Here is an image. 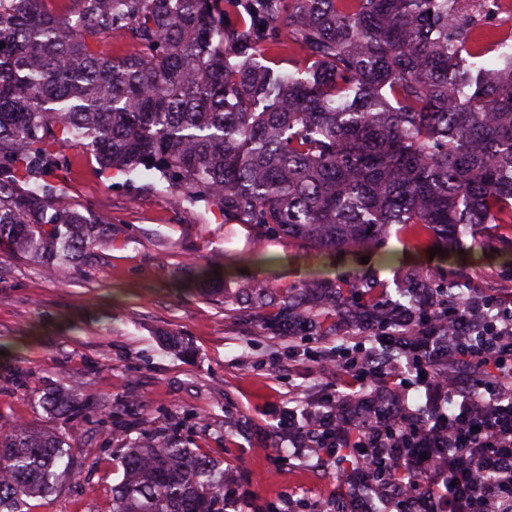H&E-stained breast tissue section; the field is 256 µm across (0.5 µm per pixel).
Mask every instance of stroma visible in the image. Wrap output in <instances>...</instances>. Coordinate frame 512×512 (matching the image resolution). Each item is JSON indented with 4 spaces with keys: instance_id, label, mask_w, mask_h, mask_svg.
<instances>
[{
    "instance_id": "35a3bbf8",
    "label": "stroma",
    "mask_w": 512,
    "mask_h": 512,
    "mask_svg": "<svg viewBox=\"0 0 512 512\" xmlns=\"http://www.w3.org/2000/svg\"><path fill=\"white\" fill-rule=\"evenodd\" d=\"M66 157V202L111 222L112 241L50 274L0 252V427L61 433L81 472L24 512H111L120 448L162 425L223 468L227 492L253 512H312L337 477L315 457H289L276 432L289 400L314 402L329 381L310 354L335 352L369 303H407L426 280L512 290V231L494 225L465 231L460 259L431 255L440 236L397 231L325 256L179 205L153 172L104 173L80 148ZM211 265L220 277L196 287ZM68 376L88 405L60 420L41 398Z\"/></svg>"
}]
</instances>
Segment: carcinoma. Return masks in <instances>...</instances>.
Instances as JSON below:
<instances>
[{"mask_svg": "<svg viewBox=\"0 0 512 512\" xmlns=\"http://www.w3.org/2000/svg\"><path fill=\"white\" fill-rule=\"evenodd\" d=\"M9 0L0 9V251L52 271L112 225L63 200V151L156 171L179 204L329 253L392 226L453 241L512 224V56L479 59L462 0ZM145 47L105 56L103 34ZM286 41L304 68L266 64ZM67 419L72 377L42 398ZM112 512H224V471L159 427L121 456ZM64 437L0 431V512L78 479Z\"/></svg>", "mask_w": 512, "mask_h": 512, "instance_id": "cac0c4a2", "label": "carcinoma"}]
</instances>
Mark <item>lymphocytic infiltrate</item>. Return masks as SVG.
Masks as SVG:
<instances>
[{
    "instance_id": "lymphocytic-infiltrate-1",
    "label": "lymphocytic infiltrate",
    "mask_w": 512,
    "mask_h": 512,
    "mask_svg": "<svg viewBox=\"0 0 512 512\" xmlns=\"http://www.w3.org/2000/svg\"><path fill=\"white\" fill-rule=\"evenodd\" d=\"M412 298L359 323L354 346L319 363L333 381L317 406L278 427L336 470L333 512H349L359 482L369 512H512V294Z\"/></svg>"
}]
</instances>
